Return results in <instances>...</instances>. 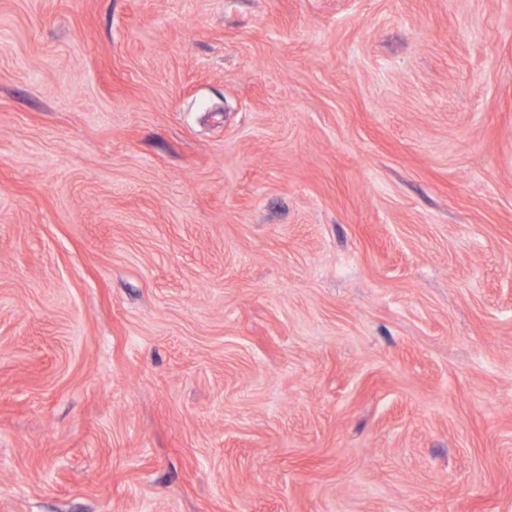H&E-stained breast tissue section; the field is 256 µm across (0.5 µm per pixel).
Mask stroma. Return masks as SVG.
Instances as JSON below:
<instances>
[{
    "instance_id": "stroma-1",
    "label": "stroma",
    "mask_w": 512,
    "mask_h": 512,
    "mask_svg": "<svg viewBox=\"0 0 512 512\" xmlns=\"http://www.w3.org/2000/svg\"><path fill=\"white\" fill-rule=\"evenodd\" d=\"M0 512H512V0H0Z\"/></svg>"
}]
</instances>
